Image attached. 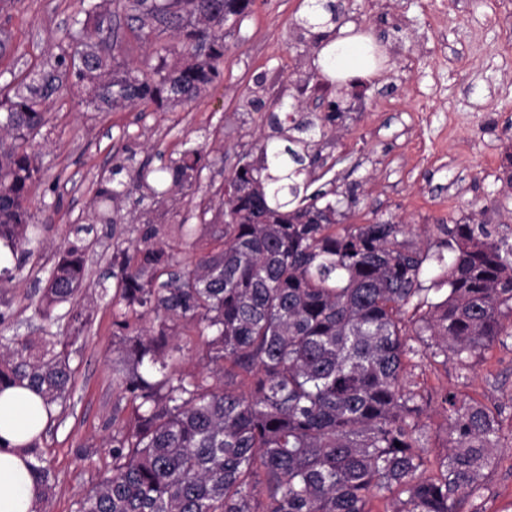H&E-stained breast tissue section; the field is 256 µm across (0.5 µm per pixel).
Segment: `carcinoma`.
I'll list each match as a JSON object with an SVG mask.
<instances>
[{
    "label": "carcinoma",
    "instance_id": "obj_1",
    "mask_svg": "<svg viewBox=\"0 0 512 512\" xmlns=\"http://www.w3.org/2000/svg\"><path fill=\"white\" fill-rule=\"evenodd\" d=\"M65 34L37 70L0 69V249L25 266L34 230L48 223L29 208L42 167L32 147L47 102L63 90L92 112L118 105L175 108L198 99L219 76L224 25L252 0H80ZM124 15L153 48L141 69L122 58L114 25ZM336 22L332 0H314L303 23ZM336 113L270 112L274 134L239 157L212 205L217 246L174 268L148 229L118 266L113 335L125 337L121 392L129 425L112 435V469L75 502L74 512H485L484 470L498 461L501 411L454 390L432 396L408 378L428 359L453 363L466 380L471 360L512 340V245L485 224L440 225L429 254L400 224L336 231L328 192L310 190L322 166L318 139ZM132 157H113L96 196L112 202L169 173L192 189L209 165L199 146L158 169L144 162L131 183L115 181ZM440 273L424 286L426 261ZM84 250L60 258L33 316L52 326L74 304ZM445 296L433 301L430 292ZM155 315L143 332L139 323ZM196 329L205 372H167V337ZM417 337L423 348L411 343ZM73 369L57 334L0 335V390L25 385L61 406ZM447 413L445 453L430 460L422 416L432 401ZM31 472L48 499L56 477L32 439ZM437 469L423 477L429 466Z\"/></svg>",
    "mask_w": 512,
    "mask_h": 512
}]
</instances>
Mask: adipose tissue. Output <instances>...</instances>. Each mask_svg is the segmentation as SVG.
Instances as JSON below:
<instances>
[{
	"mask_svg": "<svg viewBox=\"0 0 512 512\" xmlns=\"http://www.w3.org/2000/svg\"><path fill=\"white\" fill-rule=\"evenodd\" d=\"M318 63L324 72L342 78H366L376 66L369 54L368 38L338 30L324 47ZM50 422L44 401L35 391L12 386L0 392V512H36L38 490L27 465L24 446Z\"/></svg>",
	"mask_w": 512,
	"mask_h": 512,
	"instance_id": "1",
	"label": "adipose tissue"
}]
</instances>
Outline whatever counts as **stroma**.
I'll return each instance as SVG.
<instances>
[{"mask_svg":"<svg viewBox=\"0 0 512 512\" xmlns=\"http://www.w3.org/2000/svg\"><path fill=\"white\" fill-rule=\"evenodd\" d=\"M310 0H254L249 13L224 27V59L209 91L188 105L89 112L63 93L48 106L36 140L56 192L35 194L40 211L59 203L22 271L0 281L12 315L0 334L32 336L33 284L47 279L57 258L76 241L74 229L97 207L96 182L113 155L160 167L186 144L204 147L212 162L193 197L130 195L112 205V223L95 225L85 246L86 276L78 309L86 321L69 345L73 384L64 412L40 435L39 447L56 478L46 512H74L75 502L112 467L110 441L131 407L123 397L114 360L123 344L113 333L112 298L102 286L116 257L132 251L149 227L156 246L179 265L194 263L212 246L198 226L200 210L222 189L236 156L268 135L271 109L291 111L314 72L323 40L300 19ZM78 0H9L0 23L24 50L18 70L44 60L52 37L69 27ZM341 26L371 34L386 50L378 76L345 88L347 110L328 125L319 148L336 181L328 199L336 225L377 221L407 226L409 239L436 252L443 224H485L512 233V187L504 168L512 153V0H351ZM461 119L449 129V116ZM196 225L182 238L181 219ZM430 391L448 387L487 406L504 407L498 465L485 471V512H512V344L494 345L473 358L467 381L455 368L423 365Z\"/></svg>","mask_w":512,"mask_h":512,"instance_id":"obj_1","label":"stroma"}]
</instances>
